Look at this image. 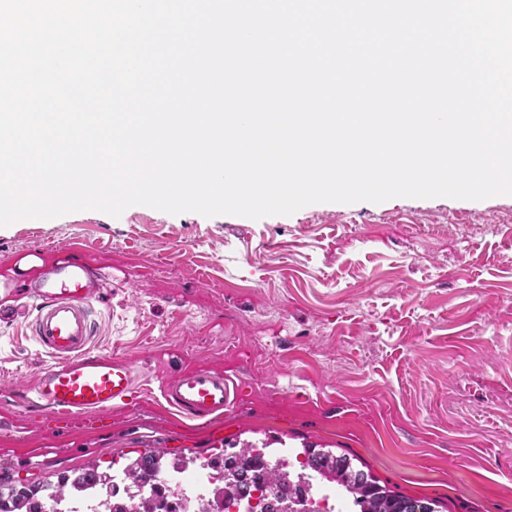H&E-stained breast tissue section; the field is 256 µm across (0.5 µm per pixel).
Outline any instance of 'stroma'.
Segmentation results:
<instances>
[{"mask_svg": "<svg viewBox=\"0 0 512 512\" xmlns=\"http://www.w3.org/2000/svg\"><path fill=\"white\" fill-rule=\"evenodd\" d=\"M103 269L97 351L141 368L131 404L50 421L15 388L51 359L24 296H0V476L121 468L152 448L304 447L438 512H512V196L318 203L258 220L133 206L0 227V281L31 259ZM224 369L241 404L182 418L161 388Z\"/></svg>", "mask_w": 512, "mask_h": 512, "instance_id": "35a3bbf8", "label": "stroma"}]
</instances>
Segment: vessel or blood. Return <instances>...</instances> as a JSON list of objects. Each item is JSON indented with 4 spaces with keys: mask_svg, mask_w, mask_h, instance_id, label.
Segmentation results:
<instances>
[{
    "mask_svg": "<svg viewBox=\"0 0 512 512\" xmlns=\"http://www.w3.org/2000/svg\"><path fill=\"white\" fill-rule=\"evenodd\" d=\"M100 276L99 268L72 258L52 264L22 285L11 280L0 284L4 294L20 291L30 299V331L52 359L30 384L13 392L14 402L24 410L89 418L133 400L140 378L137 368L92 347L98 332L94 301ZM161 395L183 418L206 422L222 417L242 399L231 376L211 366L182 368Z\"/></svg>",
    "mask_w": 512,
    "mask_h": 512,
    "instance_id": "vessel-or-blood-1",
    "label": "vessel or blood"
}]
</instances>
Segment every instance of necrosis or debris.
Instances as JSON below:
<instances>
[{
	"label": "necrosis or debris",
	"mask_w": 512,
	"mask_h": 512,
	"mask_svg": "<svg viewBox=\"0 0 512 512\" xmlns=\"http://www.w3.org/2000/svg\"><path fill=\"white\" fill-rule=\"evenodd\" d=\"M152 484H131L124 473L112 476L111 487L96 484L72 490L63 498L44 494L42 502H28L29 512L39 504L53 512H132L140 498L150 497ZM168 512H281L293 505L295 512H343L330 495L315 490L311 474L288 477L284 489L261 484L251 496L240 497L223 469L175 470L164 473L161 486Z\"/></svg>",
	"instance_id": "necrosis-or-debris-1"
}]
</instances>
